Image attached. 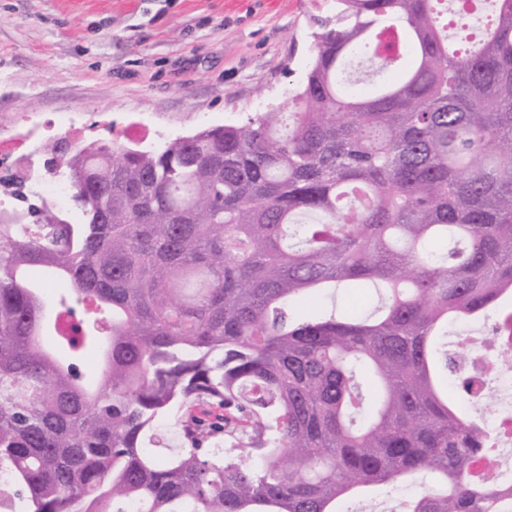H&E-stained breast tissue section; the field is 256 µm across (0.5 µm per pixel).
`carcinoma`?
I'll return each instance as SVG.
<instances>
[{
    "instance_id": "obj_1",
    "label": "carcinoma",
    "mask_w": 512,
    "mask_h": 512,
    "mask_svg": "<svg viewBox=\"0 0 512 512\" xmlns=\"http://www.w3.org/2000/svg\"><path fill=\"white\" fill-rule=\"evenodd\" d=\"M442 2L336 0L297 112L50 144L77 222L11 183L29 223L0 222V512H339L422 472L401 512H512L474 471L493 446L472 385L441 388L467 351L439 348L512 295V0L454 25ZM358 59L400 76L366 89ZM346 281L380 290L373 312L292 316ZM85 302L109 332L80 318L61 347L102 346L93 387L42 334L46 307Z\"/></svg>"
}]
</instances>
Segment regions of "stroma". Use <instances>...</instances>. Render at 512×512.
I'll return each instance as SVG.
<instances>
[{"instance_id":"stroma-1","label":"stroma","mask_w":512,"mask_h":512,"mask_svg":"<svg viewBox=\"0 0 512 512\" xmlns=\"http://www.w3.org/2000/svg\"><path fill=\"white\" fill-rule=\"evenodd\" d=\"M336 0H0V129L162 143L280 107Z\"/></svg>"}]
</instances>
